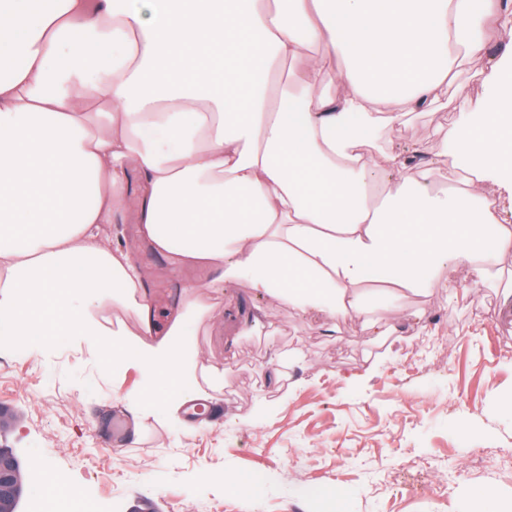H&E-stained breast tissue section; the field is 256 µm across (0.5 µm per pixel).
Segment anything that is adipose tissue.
Returning <instances> with one entry per match:
<instances>
[{
    "label": "adipose tissue",
    "mask_w": 512,
    "mask_h": 512,
    "mask_svg": "<svg viewBox=\"0 0 512 512\" xmlns=\"http://www.w3.org/2000/svg\"><path fill=\"white\" fill-rule=\"evenodd\" d=\"M489 26L512 37V7L0 0V350L84 345L160 379L152 406L175 415L199 397L185 336L200 303L181 295L152 336L143 275L109 234L128 219L163 258L212 272L199 292L243 279L373 336L369 286L399 302L445 265L485 284L512 246V61L480 73L487 98L461 100L439 132L462 147L464 188L442 161L414 176L392 154L396 182L376 199L368 187L382 128L446 98ZM115 295L139 332L98 319Z\"/></svg>",
    "instance_id": "obj_1"
}]
</instances>
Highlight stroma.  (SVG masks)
Returning <instances> with one entry per match:
<instances>
[{
	"mask_svg": "<svg viewBox=\"0 0 512 512\" xmlns=\"http://www.w3.org/2000/svg\"><path fill=\"white\" fill-rule=\"evenodd\" d=\"M484 85L454 77L446 99L385 129L382 153L458 154L436 131L453 122L461 98ZM130 224L112 227L149 288H166L158 333L190 268L159 257ZM452 288L432 282L395 314L387 294H369L371 336L360 321L302 312L248 283H225L188 325V362L218 405L187 431L143 407L149 376L113 373L74 345L38 353L0 350V410L11 418L0 448L24 463L21 512H40L49 478L91 498L98 512H319L344 489L343 512H463L474 487L491 489L512 512V296L476 286L455 268ZM132 419L125 445L112 442V414Z\"/></svg>",
	"mask_w": 512,
	"mask_h": 512,
	"instance_id": "obj_1",
	"label": "stroma"
}]
</instances>
